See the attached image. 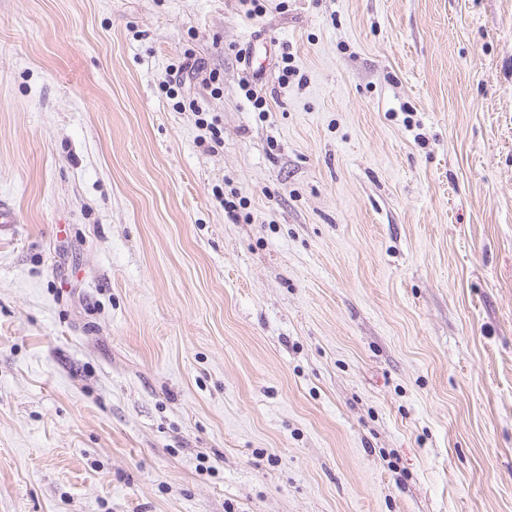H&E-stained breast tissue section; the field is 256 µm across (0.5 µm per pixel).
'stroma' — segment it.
Returning <instances> with one entry per match:
<instances>
[{
	"label": "stroma",
	"instance_id": "stroma-1",
	"mask_svg": "<svg viewBox=\"0 0 512 512\" xmlns=\"http://www.w3.org/2000/svg\"><path fill=\"white\" fill-rule=\"evenodd\" d=\"M0 199V512H512V0H0Z\"/></svg>",
	"mask_w": 512,
	"mask_h": 512
}]
</instances>
